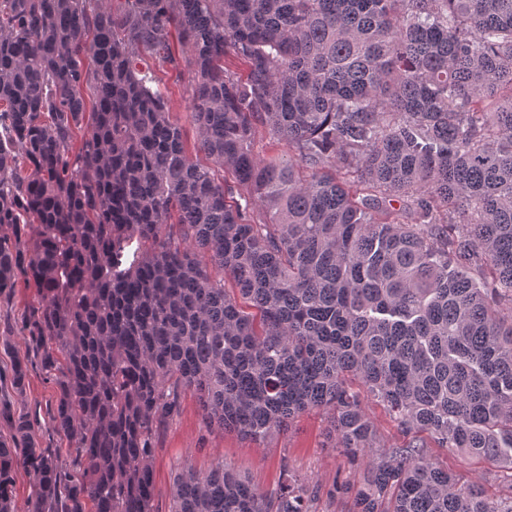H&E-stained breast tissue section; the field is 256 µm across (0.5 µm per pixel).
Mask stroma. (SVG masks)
<instances>
[{
	"label": "stroma",
	"instance_id": "1",
	"mask_svg": "<svg viewBox=\"0 0 512 512\" xmlns=\"http://www.w3.org/2000/svg\"><path fill=\"white\" fill-rule=\"evenodd\" d=\"M177 65L157 67L159 87L173 120L178 121L187 146H194L197 130L189 120L192 110V74L185 63L188 51L175 45ZM35 297L31 288H18L0 294V365L6 361V350L26 352L27 338L15 320ZM329 419L322 412H311L299 418L284 435L257 445L233 433L207 431L193 397H185L180 416L164 428L157 439L153 459L156 496L154 512H169V488L178 465L187 463L205 470L222 462L248 477L254 484L276 488L284 470L304 477L319 493L313 512H353L351 490L361 482L365 461L350 462L341 449L332 447L327 437ZM427 456L433 463L448 469L461 481L475 483L490 490L512 483V469L458 451L429 446ZM345 485L346 493L328 496L332 484Z\"/></svg>",
	"mask_w": 512,
	"mask_h": 512
}]
</instances>
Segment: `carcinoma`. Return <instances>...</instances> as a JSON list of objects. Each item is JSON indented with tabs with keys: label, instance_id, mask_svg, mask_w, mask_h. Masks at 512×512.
I'll list each match as a JSON object with an SVG mask.
<instances>
[{
	"label": "carcinoma",
	"instance_id": "cac0c4a2",
	"mask_svg": "<svg viewBox=\"0 0 512 512\" xmlns=\"http://www.w3.org/2000/svg\"><path fill=\"white\" fill-rule=\"evenodd\" d=\"M175 33L208 166L142 66L177 64ZM1 226L0 291L36 289L21 330L73 455L1 401L0 512L20 468L31 512H154L188 393L258 444L330 412L369 454L354 512H512L419 439L512 467V0H0ZM30 366L10 360L19 394ZM366 397L408 441L376 451ZM314 497L183 465L170 512Z\"/></svg>",
	"mask_w": 512,
	"mask_h": 512
}]
</instances>
